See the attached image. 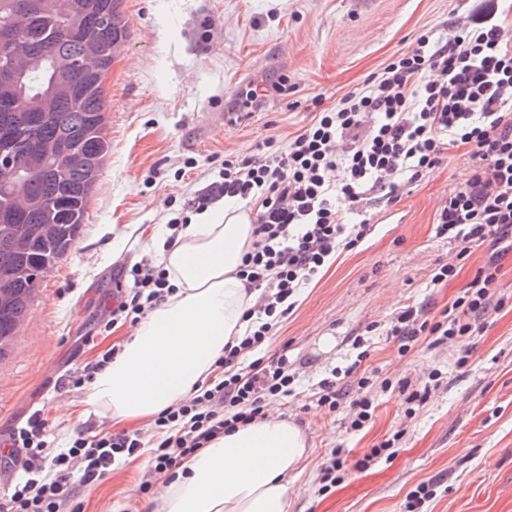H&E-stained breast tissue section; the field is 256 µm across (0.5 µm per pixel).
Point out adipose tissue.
I'll use <instances>...</instances> for the list:
<instances>
[{"mask_svg":"<svg viewBox=\"0 0 512 512\" xmlns=\"http://www.w3.org/2000/svg\"><path fill=\"white\" fill-rule=\"evenodd\" d=\"M251 215L227 203L186 225L159 262L173 294L136 324L95 376L90 404L116 423L141 421L183 401L241 338L255 300L238 270L254 240ZM308 452L304 432L279 414L225 433L181 464L145 512H290L288 475Z\"/></svg>","mask_w":512,"mask_h":512,"instance_id":"adipose-tissue-1","label":"adipose tissue"}]
</instances>
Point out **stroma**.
I'll return each mask as SVG.
<instances>
[{"label":"stroma","instance_id":"1","mask_svg":"<svg viewBox=\"0 0 512 512\" xmlns=\"http://www.w3.org/2000/svg\"><path fill=\"white\" fill-rule=\"evenodd\" d=\"M480 0H122L130 36L106 76L110 143L73 247L45 273L9 356L0 361V438L33 413L47 422L51 447L111 430L88 402L89 386L65 388L131 323L105 328L118 290L131 288V269L156 263L175 210L217 180L226 157L253 154L265 139L287 143L312 118L315 96L325 104L356 91L395 54L414 47L479 9ZM287 74L293 90L257 112H228L224 103L249 82ZM469 172L463 150L445 159L397 199L371 205L372 231L337 253L304 288L297 307L271 337L267 354L286 351L294 393L270 405L308 436L309 455L288 476L292 512H512V254L502 262L495 292L505 304L490 312L480 335L458 346L420 340L399 352L386 329L403 307L440 317L487 258L472 250L455 279L431 283L454 249L435 234L434 217L448 190ZM375 325L369 357L358 375L372 378L377 409L351 430L344 388L335 411L317 407L319 382L344 372L356 352L352 334ZM470 350L459 363L461 350ZM436 381L423 406L409 409L383 379ZM78 415L54 411L61 398ZM391 458L366 468L358 460L388 438ZM337 448L349 454L336 487L323 489L321 469ZM149 455L114 466L102 480L71 476L79 512H144L152 490L139 485ZM430 497L416 503L420 485Z\"/></svg>","mask_w":512,"mask_h":512}]
</instances>
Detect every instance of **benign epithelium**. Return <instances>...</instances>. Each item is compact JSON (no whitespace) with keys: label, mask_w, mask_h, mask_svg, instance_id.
Returning <instances> with one entry per match:
<instances>
[{"label":"benign epithelium","mask_w":512,"mask_h":512,"mask_svg":"<svg viewBox=\"0 0 512 512\" xmlns=\"http://www.w3.org/2000/svg\"><path fill=\"white\" fill-rule=\"evenodd\" d=\"M53 0H17L13 10L0 17V88L7 91L3 98L5 108L13 113L14 124L0 133V223L11 225V235L16 245L22 246L27 240V218L33 213L40 214L41 223L51 232H60L61 226L75 220L73 212L62 211L45 204L40 199L27 196L30 164L22 159L17 151V143L29 138L30 130L37 119L46 121L52 104L60 97L69 101L72 109L82 108L84 95L79 88L61 84L55 79L39 92L32 94L21 87V78L28 64L18 60L11 48L18 38V20L33 14H40L53 8ZM32 62L46 63L49 72L58 75L80 71L88 78L100 73L103 60L99 57L96 45L87 41L78 56L56 55L51 58L36 56ZM78 145L69 141L52 140L34 142L30 156H64L73 153ZM44 270L4 268L0 270V285L25 276L34 284L42 281Z\"/></svg>","instance_id":"7a95c632"}]
</instances>
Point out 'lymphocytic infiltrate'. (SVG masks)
<instances>
[{
	"mask_svg": "<svg viewBox=\"0 0 512 512\" xmlns=\"http://www.w3.org/2000/svg\"><path fill=\"white\" fill-rule=\"evenodd\" d=\"M453 29L449 37L421 35L360 90L315 113L287 145L271 137L258 154L225 160L218 179L184 203L181 224L227 198L256 210L254 241L239 274L260 295L244 336L225 346L214 377L157 414L151 439L137 431L100 433L51 455L46 421L33 413L10 436L23 456V475L0 498V512H65L75 496L72 474L97 482L146 451L153 474L169 472L225 431L263 417L268 399L292 395L287 355L264 359L257 352L294 310L301 288L367 235L368 222L343 223L340 211L361 210L371 195L396 198L455 147L465 148L470 174L449 189L436 234L458 258L481 246L489 256L440 320L409 306L387 333L403 353L424 336L443 343L483 332L495 307L499 260L512 251V42L488 9ZM172 292L162 267L135 270L130 291L108 309L109 322L138 321Z\"/></svg>",
	"mask_w": 512,
	"mask_h": 512,
	"instance_id": "obj_1",
	"label": "lymphocytic infiltrate"
}]
</instances>
